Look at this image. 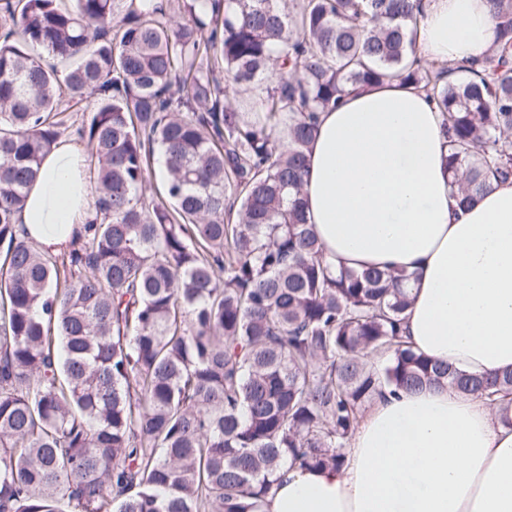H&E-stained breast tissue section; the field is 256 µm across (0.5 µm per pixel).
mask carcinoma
<instances>
[{"mask_svg":"<svg viewBox=\"0 0 512 512\" xmlns=\"http://www.w3.org/2000/svg\"><path fill=\"white\" fill-rule=\"evenodd\" d=\"M286 2L0 4V512H262L387 386L512 395L404 346L410 275L333 271L303 197L318 110L394 78L442 112L461 203L511 181L512 0L485 60L431 67L421 0ZM87 98L96 214L55 254L16 215Z\"/></svg>","mask_w":512,"mask_h":512,"instance_id":"cac0c4a2","label":"carcinoma"}]
</instances>
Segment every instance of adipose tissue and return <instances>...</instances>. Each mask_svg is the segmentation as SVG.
<instances>
[{
	"mask_svg": "<svg viewBox=\"0 0 512 512\" xmlns=\"http://www.w3.org/2000/svg\"><path fill=\"white\" fill-rule=\"evenodd\" d=\"M416 52L439 65L491 49L489 0H422ZM82 148L44 156L17 216L62 251L93 216ZM442 116L390 80L321 110L304 197L329 261L412 273L402 339L480 374L512 369V183L468 209L453 198ZM263 512H512V426L483 398L449 388L384 390L364 412L341 468L285 466Z\"/></svg>",
	"mask_w": 512,
	"mask_h": 512,
	"instance_id": "1",
	"label": "adipose tissue"
}]
</instances>
